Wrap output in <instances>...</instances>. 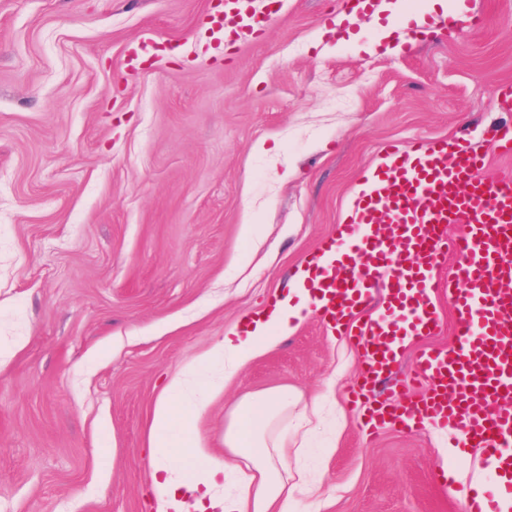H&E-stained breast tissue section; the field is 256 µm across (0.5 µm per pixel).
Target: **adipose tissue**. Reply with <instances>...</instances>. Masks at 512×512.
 Returning a JSON list of instances; mask_svg holds the SVG:
<instances>
[{"label":"adipose tissue","mask_w":512,"mask_h":512,"mask_svg":"<svg viewBox=\"0 0 512 512\" xmlns=\"http://www.w3.org/2000/svg\"><path fill=\"white\" fill-rule=\"evenodd\" d=\"M315 268L312 262L301 266L295 287L272 309L247 330L230 327L169 381L153 409L148 439L157 512H321L318 486L287 464L297 436L308 435L322 420L320 396L305 401L286 389L243 396L224 425L220 459L196 427L226 383L308 316L312 301L301 283ZM289 417L295 421L290 432L280 427ZM232 473L233 488L214 496Z\"/></svg>","instance_id":"1"}]
</instances>
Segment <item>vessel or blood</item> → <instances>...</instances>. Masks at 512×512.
I'll use <instances>...</instances> for the list:
<instances>
[{
    "instance_id": "1",
    "label": "vessel or blood",
    "mask_w": 512,
    "mask_h": 512,
    "mask_svg": "<svg viewBox=\"0 0 512 512\" xmlns=\"http://www.w3.org/2000/svg\"><path fill=\"white\" fill-rule=\"evenodd\" d=\"M266 22L252 0H223L214 28L235 45L257 38ZM485 166L460 142L412 140L392 149L368 172L338 237L324 245L337 265L304 283L335 331L354 309L376 311L355 326L364 373L353 400L363 403L371 429L437 423L454 430L453 447L484 450L501 481L498 497H472L465 512H497L499 500L512 501V295L503 291L512 282V174L491 180ZM452 224L465 227L448 284L456 341L416 356L410 378L426 384L422 398L406 400L395 382L371 401L372 384L399 363L394 343L438 326L429 273Z\"/></svg>"
}]
</instances>
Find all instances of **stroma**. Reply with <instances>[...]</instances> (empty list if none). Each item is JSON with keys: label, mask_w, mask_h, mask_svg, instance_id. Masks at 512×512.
<instances>
[{"label": "stroma", "mask_w": 512, "mask_h": 512, "mask_svg": "<svg viewBox=\"0 0 512 512\" xmlns=\"http://www.w3.org/2000/svg\"><path fill=\"white\" fill-rule=\"evenodd\" d=\"M217 0H0V512H154L148 425L170 377L284 296L335 237L389 143L444 137L490 154L512 114V0H401L341 20L338 0H281L261 35L215 47ZM419 40L387 53L413 23ZM153 32L166 51L126 66ZM433 272L453 340L448 279ZM355 339L310 314L250 361L196 426L215 456L244 394L332 391L329 456L293 448L324 512H462L447 434L370 436L351 391Z\"/></svg>", "instance_id": "stroma-1"}]
</instances>
